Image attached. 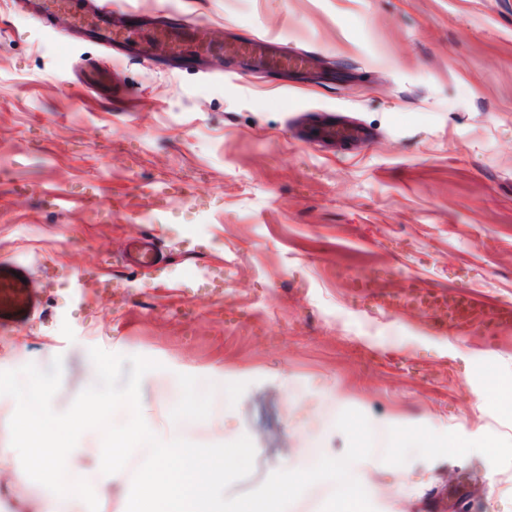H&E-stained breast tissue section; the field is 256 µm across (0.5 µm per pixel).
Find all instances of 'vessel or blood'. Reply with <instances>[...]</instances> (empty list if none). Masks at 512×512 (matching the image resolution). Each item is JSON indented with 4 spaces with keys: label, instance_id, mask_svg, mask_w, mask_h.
Masks as SVG:
<instances>
[{
    "label": "vessel or blood",
    "instance_id": "vessel-or-blood-1",
    "mask_svg": "<svg viewBox=\"0 0 512 512\" xmlns=\"http://www.w3.org/2000/svg\"><path fill=\"white\" fill-rule=\"evenodd\" d=\"M15 6L30 18L41 20L53 14L69 15L77 33L87 36L112 58H130L142 36H149L157 57L181 62L208 60L227 55L241 60L244 72L300 73L309 70L315 59L307 50H286L282 43L267 35H252L224 43H204L197 39V24L167 10L142 14L140 23H132V10L122 0H16ZM292 136L326 153L337 145L369 140L371 133L361 123L334 120L317 112L293 116ZM129 265L144 270L163 266L151 240L134 241L129 248ZM37 279L29 264L0 263V328H10L26 321L37 308L34 288ZM423 303L440 315L442 326L467 323L479 327L486 338L495 340L512 331V304L488 297L472 289L453 296L426 291Z\"/></svg>",
    "mask_w": 512,
    "mask_h": 512
}]
</instances>
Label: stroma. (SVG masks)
I'll use <instances>...</instances> for the list:
<instances>
[{"instance_id": "35a3bbf8", "label": "stroma", "mask_w": 512, "mask_h": 512, "mask_svg": "<svg viewBox=\"0 0 512 512\" xmlns=\"http://www.w3.org/2000/svg\"><path fill=\"white\" fill-rule=\"evenodd\" d=\"M127 2L203 20L215 43L317 51L339 80L173 73L140 54L118 63L116 100L78 74L101 47L0 0V262L30 264L42 301L0 331V375L36 370L63 414L100 373L136 394L104 418L133 411L162 439L178 374L208 380L211 414L180 436L252 439L230 497L302 458L383 447L363 512L512 506V413L476 399L485 370L512 381V334L442 331L395 297L413 276L512 302V0ZM297 112L352 113L374 138L325 154L291 137ZM140 235L166 256L157 274L117 258ZM95 272L115 287L85 286ZM387 420L448 446L415 460L377 431ZM475 442L487 454H463ZM412 460L423 479L396 495L389 473Z\"/></svg>"}]
</instances>
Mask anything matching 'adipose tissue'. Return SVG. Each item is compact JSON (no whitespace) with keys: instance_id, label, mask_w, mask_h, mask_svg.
Returning a JSON list of instances; mask_svg holds the SVG:
<instances>
[{"instance_id":"ef3b65f1","label":"adipose tissue","mask_w":512,"mask_h":512,"mask_svg":"<svg viewBox=\"0 0 512 512\" xmlns=\"http://www.w3.org/2000/svg\"><path fill=\"white\" fill-rule=\"evenodd\" d=\"M2 399L27 411L26 417L0 422V463H12L19 490L14 512H85L88 493L108 501L113 488L127 483L125 472L103 463V449L82 439L89 415L112 399L103 384H93L83 405L65 416L51 414L52 388L35 375L0 384ZM315 467L335 486L336 512H348L381 492L372 478L381 467L378 457L339 456L316 461ZM67 471L89 475L90 487L64 480Z\"/></svg>"}]
</instances>
